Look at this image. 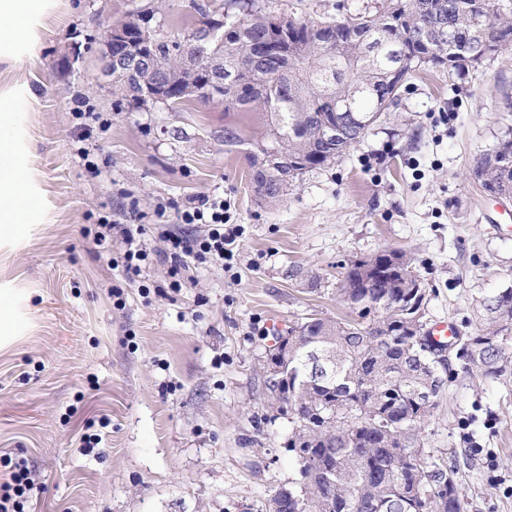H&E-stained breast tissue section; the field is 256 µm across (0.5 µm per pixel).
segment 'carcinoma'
I'll return each instance as SVG.
<instances>
[{
    "instance_id": "obj_1",
    "label": "carcinoma",
    "mask_w": 512,
    "mask_h": 512,
    "mask_svg": "<svg viewBox=\"0 0 512 512\" xmlns=\"http://www.w3.org/2000/svg\"><path fill=\"white\" fill-rule=\"evenodd\" d=\"M236 12L224 21L210 18L212 4L197 5L202 26L171 37L151 25L144 11L129 22L135 46L152 56L154 72L129 78L131 98L148 102L144 78L166 79L170 103L205 99L206 63L223 62L219 101L248 111L257 105L270 116L267 140L253 143L250 180L267 204L280 203L305 172L324 167L358 144L399 98L407 78L425 65L459 69L476 60L512 50V0H383L373 12L322 19L275 17L258 0H234ZM443 13L467 51L431 39L432 12ZM223 27L219 40L203 28ZM269 41L267 56L255 57L253 41ZM195 42L185 62L184 44ZM353 126L345 139L324 135L330 123ZM478 182L489 195L512 194V133L480 157ZM365 261L344 265L337 295L353 316L308 317L297 330L332 354L325 374L304 365L288 344V396L279 413L293 424L288 452L299 482L270 499H288V512H465L457 467L424 448L427 419L443 395L429 403L416 393L441 373L434 356L407 347L402 334L407 313L399 305L403 288H390L399 276L381 272L379 287L365 284ZM375 302L373 311H363ZM485 326L460 342L466 365L487 379L502 376L507 363L501 325L512 324V288L480 301Z\"/></svg>"
}]
</instances>
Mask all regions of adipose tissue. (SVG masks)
Here are the masks:
<instances>
[{
    "instance_id": "obj_1",
    "label": "adipose tissue",
    "mask_w": 512,
    "mask_h": 512,
    "mask_svg": "<svg viewBox=\"0 0 512 512\" xmlns=\"http://www.w3.org/2000/svg\"><path fill=\"white\" fill-rule=\"evenodd\" d=\"M41 0H0V49L17 48L31 38V21ZM12 101L0 96V228L27 219L35 198L16 168V142L10 124Z\"/></svg>"
}]
</instances>
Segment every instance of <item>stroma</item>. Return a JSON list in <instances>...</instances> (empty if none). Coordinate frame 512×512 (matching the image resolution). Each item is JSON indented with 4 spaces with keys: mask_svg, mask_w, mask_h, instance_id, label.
Wrapping results in <instances>:
<instances>
[{
    "mask_svg": "<svg viewBox=\"0 0 512 512\" xmlns=\"http://www.w3.org/2000/svg\"><path fill=\"white\" fill-rule=\"evenodd\" d=\"M194 2L49 0L18 56H0L18 164L40 201L37 222L0 237V294L13 304L0 346V483L4 459L25 461L26 512H268L298 472L292 425L265 388L267 352L305 318L349 316L336 294L344 263L403 250L427 288L428 325L467 336L481 327L477 301L512 288V198L484 194L471 175L512 128V54L422 67L359 144L268 205L247 158L265 112L141 106L100 76L110 24L148 5L181 36L200 21ZM260 3L315 18L377 0ZM78 105L112 121L95 177L76 153ZM211 192L244 228L232 267H199L172 289L153 212ZM133 205L151 250L140 284L108 265L120 238L102 247L93 233L99 214L122 222ZM293 267L318 272V286L289 277ZM451 370L425 446L457 464L465 512H512V368L495 380L457 359ZM89 430L102 441L87 453Z\"/></svg>",
    "mask_w": 512,
    "mask_h": 512,
    "instance_id": "stroma-1",
    "label": "stroma"
}]
</instances>
